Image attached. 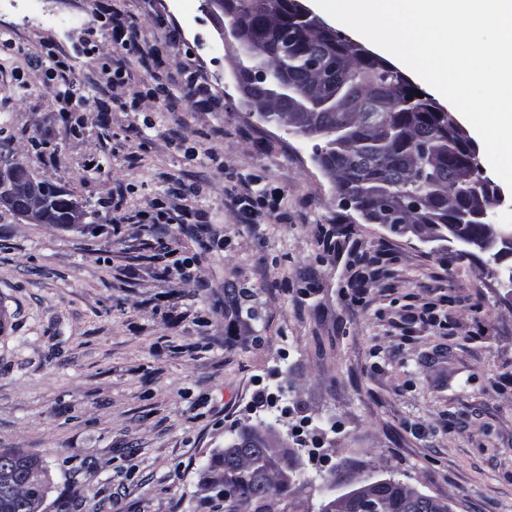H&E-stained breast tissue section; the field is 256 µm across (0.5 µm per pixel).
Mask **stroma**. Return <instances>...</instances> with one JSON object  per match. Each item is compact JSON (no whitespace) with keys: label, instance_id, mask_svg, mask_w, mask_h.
Returning <instances> with one entry per match:
<instances>
[{"label":"stroma","instance_id":"1","mask_svg":"<svg viewBox=\"0 0 512 512\" xmlns=\"http://www.w3.org/2000/svg\"><path fill=\"white\" fill-rule=\"evenodd\" d=\"M201 3L0 8V43L14 46L0 53V152L80 212L37 224L0 204V450L44 462L47 512H220L205 467L263 420L301 474L272 512H321L340 462L450 512H512V298L491 259L453 260L447 242L348 209L314 140L259 118L234 78L242 54ZM100 12L138 18L160 55L131 59L121 106L79 115L26 56L53 41L101 99L81 54L87 37L111 40ZM181 62L222 110L180 97L145 109L138 92L178 89ZM180 183L194 190L188 224L116 233L99 204L118 193L132 215ZM254 184L278 188V212H237L227 188ZM169 248L189 274L166 275Z\"/></svg>","mask_w":512,"mask_h":512}]
</instances>
